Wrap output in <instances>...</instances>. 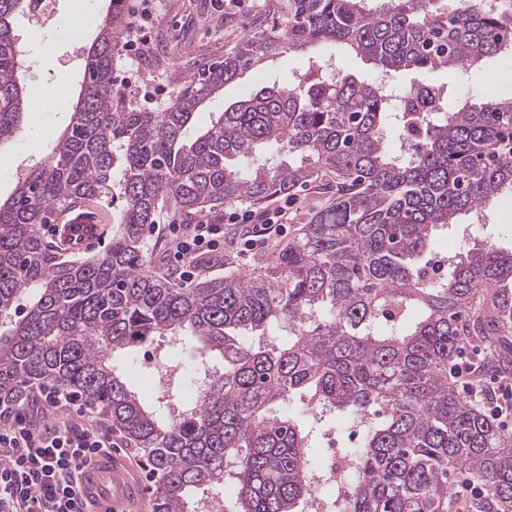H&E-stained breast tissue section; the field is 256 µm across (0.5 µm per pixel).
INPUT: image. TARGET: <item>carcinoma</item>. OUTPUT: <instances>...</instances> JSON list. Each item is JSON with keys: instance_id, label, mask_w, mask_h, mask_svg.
<instances>
[{"instance_id": "1", "label": "carcinoma", "mask_w": 512, "mask_h": 512, "mask_svg": "<svg viewBox=\"0 0 512 512\" xmlns=\"http://www.w3.org/2000/svg\"><path fill=\"white\" fill-rule=\"evenodd\" d=\"M124 0H111L83 58L71 129L0 201V398L53 383L95 406L150 466L152 512H196L230 480L233 512H304L325 470L317 432L361 424L342 448L354 477L332 512H447L463 470L512 512V435L448 382L462 337L512 372V252L486 243L436 278L434 231L512 191V93L446 109L430 88L400 112L375 82L327 75L342 46L382 76L512 61V0H288L284 26L242 39L159 112L114 94ZM0 0V144L30 111L12 20ZM311 53L293 88H262L206 129L193 117L262 59ZM412 152L398 160L387 129ZM315 183L328 204L258 275L190 288L144 265L145 230L169 207L260 206ZM119 201L103 255L66 260L39 227ZM198 339L224 371L161 416L114 372L113 355L157 337Z\"/></svg>"}]
</instances>
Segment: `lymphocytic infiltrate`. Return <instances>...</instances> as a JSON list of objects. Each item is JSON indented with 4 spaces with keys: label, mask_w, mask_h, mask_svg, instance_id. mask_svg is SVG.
Returning <instances> with one entry per match:
<instances>
[{
    "label": "lymphocytic infiltrate",
    "mask_w": 512,
    "mask_h": 512,
    "mask_svg": "<svg viewBox=\"0 0 512 512\" xmlns=\"http://www.w3.org/2000/svg\"><path fill=\"white\" fill-rule=\"evenodd\" d=\"M168 237L169 255L188 282L200 257L220 251L224 227L172 224ZM112 448L111 431L66 389L0 406V512H88L80 476Z\"/></svg>",
    "instance_id": "lymphocytic-infiltrate-1"
}]
</instances>
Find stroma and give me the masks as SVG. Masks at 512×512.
<instances>
[{
  "label": "stroma",
  "mask_w": 512,
  "mask_h": 512,
  "mask_svg": "<svg viewBox=\"0 0 512 512\" xmlns=\"http://www.w3.org/2000/svg\"><path fill=\"white\" fill-rule=\"evenodd\" d=\"M109 0H100L95 15L79 16L75 13V0H46L44 23L29 22L30 8H23L13 20L14 32L32 54L27 65L24 82L41 89L42 96L50 100L48 112L28 113L14 140L0 147V155L9 164L8 171L0 172V199H7L13 192L16 179L10 168L23 169L34 165L51 150L57 137L71 122V98L78 94L82 81L81 58L85 47L93 42L106 18ZM286 13L285 0H245L242 7L228 10L219 0H158L153 11L150 51L134 54L119 50L115 65V88L126 92V77L135 72L147 79L153 94L148 99V109L158 111L173 101L187 78L200 74L210 64L223 59L243 38L262 30L281 26ZM62 18H75L85 25L84 39L71 42L59 36L57 22ZM308 68L306 54L289 52L264 59L255 69L244 72L235 83L225 86L202 106L196 116L198 126L209 125L215 113L224 111L231 104L245 99L264 86L294 83ZM503 68L498 56H488L480 66L458 73L445 70L418 72L401 70L392 73L388 84L393 93L389 100L392 111H399L404 92L423 84L444 86L449 94V106L464 101H479L486 92L485 77ZM325 200L324 194L303 189L294 196H281L256 207L254 215L279 206L288 208V224L282 236L270 241L261 256L272 257L274 252L292 239L305 222L308 213ZM436 250L440 253L467 252L474 246L487 242L512 249V201L494 200L484 209L481 218L463 214L457 223L435 233ZM244 246V233L240 226L229 227L224 239V260L220 263L198 265L196 277H223L246 273L259 274L263 268L255 259L239 264L237 255ZM142 349H135L129 356L114 357L117 372L127 375L130 386L145 400L154 401L159 391L151 376ZM117 447L112 451V461L125 471L140 494L129 499L128 512H151V482L148 466L141 452L135 449L120 431H113Z\"/></svg>",
  "instance_id": "stroma-1"
}]
</instances>
